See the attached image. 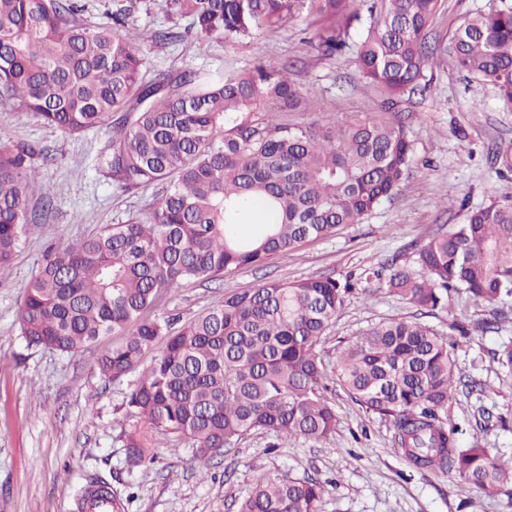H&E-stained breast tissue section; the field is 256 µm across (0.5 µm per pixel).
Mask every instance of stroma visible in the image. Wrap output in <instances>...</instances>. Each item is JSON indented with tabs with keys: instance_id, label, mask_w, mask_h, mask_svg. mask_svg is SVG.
I'll list each match as a JSON object with an SVG mask.
<instances>
[{
	"instance_id": "35a3bbf8",
	"label": "stroma",
	"mask_w": 512,
	"mask_h": 512,
	"mask_svg": "<svg viewBox=\"0 0 512 512\" xmlns=\"http://www.w3.org/2000/svg\"><path fill=\"white\" fill-rule=\"evenodd\" d=\"M499 3L442 0L431 35H450L466 14ZM300 37L294 25L232 46L188 38L148 52L146 67L222 70L285 60L328 111L363 107L368 90L353 56L323 59ZM412 110V164L390 201L361 223L279 254L264 267L226 275L223 286L187 282L162 293L150 317L183 323L221 303L225 289L248 290L267 281L341 280L391 262L417 270L416 254L431 235L455 230L469 211L503 200L512 188L489 155L497 145H512V108L492 86L468 81L444 63L434 68L429 89L415 97ZM111 135L104 128L71 136L17 103L0 101V139L31 141L52 156L30 191V208L39 217L27 225L10 271L0 274V512H77L79 488L95 477L130 491L125 512H237L260 474L324 482L319 512H512L511 492L488 496L451 473L415 468L396 452L392 422L366 412L334 378L339 340L383 319L418 318L460 337L462 383L448 404V422L458 427L463 445L476 443L512 461V373L494 357L512 341V301L502 305L497 330L486 332L484 307L455 297L446 309L421 317L375 284L346 297L320 346L339 418L330 440L259 430L201 470L191 460L190 443L171 434L161 437L152 461L129 467L119 435L142 425L122 407L129 382L102 378L93 352L35 348L19 334L26 292L51 250L124 222L156 198L153 187L121 191L97 169L95 155ZM45 193L53 197L46 212Z\"/></svg>"
}]
</instances>
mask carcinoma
Here are the masks:
<instances>
[{"instance_id": "cac0c4a2", "label": "carcinoma", "mask_w": 512, "mask_h": 512, "mask_svg": "<svg viewBox=\"0 0 512 512\" xmlns=\"http://www.w3.org/2000/svg\"><path fill=\"white\" fill-rule=\"evenodd\" d=\"M185 21L140 30L131 7L87 25L78 0H0V95L69 135L110 128L98 169L125 192L159 187L142 216L107 224L50 254L20 316L27 344L78 353L104 336L95 364L119 381L161 351L126 396L141 430L121 435L131 466L162 435L191 441L205 466L251 431L326 440L338 422L326 395L319 345L352 279L270 281L231 290L224 301L174 330L147 319L158 295L189 281H216L259 268L303 243L357 224L390 199L412 155L409 105L443 57L492 85L512 104V0L465 16L450 43H429L441 0H167ZM307 22L325 59L355 56L380 94L362 112L290 123L320 111L288 63L208 71L189 64L147 75L146 53L189 33L239 43ZM45 159L28 141H0V272L13 261L28 219L26 189ZM469 212L453 233L419 251L422 274L374 270L412 306L434 311L452 295L495 308L512 299V192ZM458 341L427 325L382 321L340 346L338 379L349 396L392 420L396 451L419 468L447 470L487 494L512 487V463L478 444L462 446L448 424ZM316 479L260 475L239 512H317ZM97 512H122L120 491L96 479L77 494Z\"/></svg>"}]
</instances>
